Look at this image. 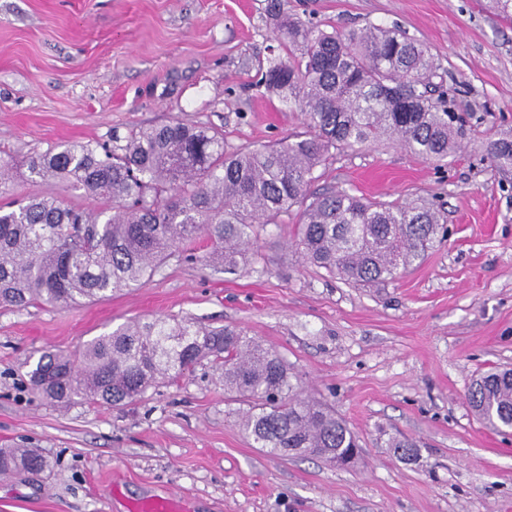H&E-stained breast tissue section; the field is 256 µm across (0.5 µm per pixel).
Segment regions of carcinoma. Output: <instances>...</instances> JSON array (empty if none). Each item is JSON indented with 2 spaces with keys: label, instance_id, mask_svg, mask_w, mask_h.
I'll return each instance as SVG.
<instances>
[{
  "label": "carcinoma",
  "instance_id": "cac0c4a2",
  "mask_svg": "<svg viewBox=\"0 0 512 512\" xmlns=\"http://www.w3.org/2000/svg\"><path fill=\"white\" fill-rule=\"evenodd\" d=\"M288 56L269 61L267 90L297 106L306 131L293 142L228 153L224 134L174 119L132 132L123 145L50 146L30 158L31 180L67 182L102 209L72 206L51 191L11 195L12 161L0 157V305L78 306L134 288L172 258L210 260L235 273L255 229L298 208L303 259L356 285L393 281L437 242L428 207L372 203L345 190L312 195L314 171L331 151L397 141L418 157L443 161L459 128L454 100L435 95L433 57L397 27L344 34L313 30L272 0ZM495 166L512 170V131L488 144ZM211 357L224 390L250 403L241 426L271 455H315L338 466L358 437L327 404L300 396L282 357L243 331L202 328L186 318L129 321L76 355L45 353L29 372L34 395L60 406L130 403L158 380H173ZM468 401L479 418L512 427V369L477 377ZM50 467L35 448H0V474Z\"/></svg>",
  "mask_w": 512,
  "mask_h": 512
}]
</instances>
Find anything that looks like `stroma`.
<instances>
[{
    "label": "stroma",
    "mask_w": 512,
    "mask_h": 512,
    "mask_svg": "<svg viewBox=\"0 0 512 512\" xmlns=\"http://www.w3.org/2000/svg\"><path fill=\"white\" fill-rule=\"evenodd\" d=\"M270 0H0V154L13 194L52 191L26 161L54 144L180 118L218 128L224 149L292 140L298 108L266 92L286 56ZM290 18L346 32L400 26L425 43L434 84L465 120L443 161L398 143L334 151L311 192L429 203L445 240L400 276L355 286L306 264L290 212L259 230L238 272L169 260L141 286L72 307L0 306V448L49 460L37 479L0 476V512H129L174 496L184 512H512V430L486 427L466 394L476 375L512 368V175L488 153L512 129V18L493 0H285ZM172 315L236 327L277 351L303 396L327 401L362 453L340 469L275 456L238 425L245 403L209 360L122 408L35 398L28 373L46 352L72 353L134 319ZM415 448L402 454L396 442Z\"/></svg>",
    "instance_id": "1"
}]
</instances>
